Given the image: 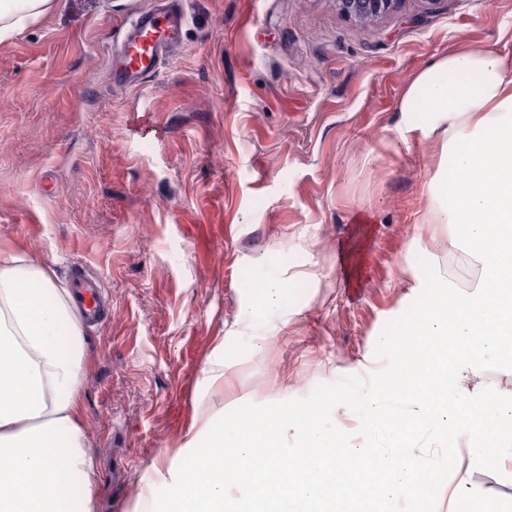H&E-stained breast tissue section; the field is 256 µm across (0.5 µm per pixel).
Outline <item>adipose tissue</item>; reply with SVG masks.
I'll return each mask as SVG.
<instances>
[{
    "label": "adipose tissue",
    "instance_id": "adipose-tissue-1",
    "mask_svg": "<svg viewBox=\"0 0 512 512\" xmlns=\"http://www.w3.org/2000/svg\"><path fill=\"white\" fill-rule=\"evenodd\" d=\"M60 4L0 0V42ZM400 109L420 118L398 127L399 139L439 150L422 221L473 245L476 283L459 288L440 271L420 279L433 297L417 308L399 365L368 395L373 441L352 450L342 430L285 405L230 425L207 417L179 457L145 477L147 512H387L395 499L432 512L438 490L423 478L420 449L431 427L445 444L466 439L471 466L512 468V389L473 396L462 371L512 355V58L459 45L415 75ZM286 293L268 276L240 322L279 315ZM85 356L78 310L51 265L0 244V512H94Z\"/></svg>",
    "mask_w": 512,
    "mask_h": 512
}]
</instances>
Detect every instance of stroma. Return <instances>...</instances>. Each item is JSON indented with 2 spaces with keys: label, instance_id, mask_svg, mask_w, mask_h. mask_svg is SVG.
Instances as JSON below:
<instances>
[{
  "label": "stroma",
  "instance_id": "35a3bbf8",
  "mask_svg": "<svg viewBox=\"0 0 512 512\" xmlns=\"http://www.w3.org/2000/svg\"><path fill=\"white\" fill-rule=\"evenodd\" d=\"M154 0H64L0 43V243L91 266L106 319L84 327V426L96 512H135L141 478L205 416L286 404L367 433L351 391L446 270L449 229L422 223L432 148L396 129L416 73L460 43L512 57V0H402L371 25L334 0H187L181 44L137 89L108 52ZM423 248H415V239ZM292 280L289 322L239 323L261 278ZM223 390L203 371L217 346ZM437 483L512 504V476Z\"/></svg>",
  "mask_w": 512,
  "mask_h": 512
}]
</instances>
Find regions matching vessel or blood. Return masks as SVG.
<instances>
[{
    "instance_id": "1",
    "label": "vessel or blood",
    "mask_w": 512,
    "mask_h": 512,
    "mask_svg": "<svg viewBox=\"0 0 512 512\" xmlns=\"http://www.w3.org/2000/svg\"><path fill=\"white\" fill-rule=\"evenodd\" d=\"M184 20V0H157L153 9L143 12L137 23L125 30L119 50L109 59L113 85L137 88L156 76L165 56L180 44ZM70 287L83 320L101 321V293L92 273L77 270Z\"/></svg>"
}]
</instances>
